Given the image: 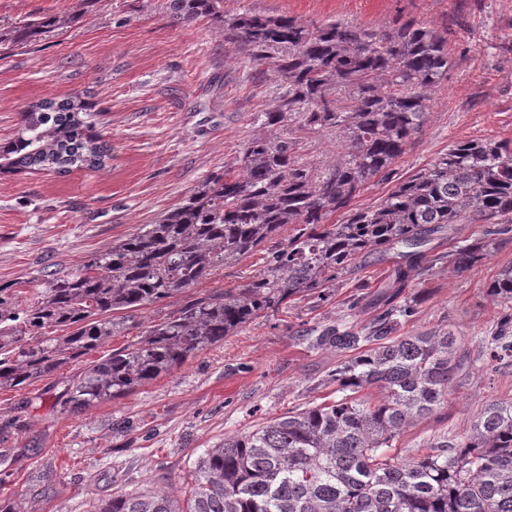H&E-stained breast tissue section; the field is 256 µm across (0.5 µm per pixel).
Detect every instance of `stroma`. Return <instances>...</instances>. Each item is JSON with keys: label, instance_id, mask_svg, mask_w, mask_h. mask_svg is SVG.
<instances>
[{"label": "stroma", "instance_id": "stroma-1", "mask_svg": "<svg viewBox=\"0 0 512 512\" xmlns=\"http://www.w3.org/2000/svg\"><path fill=\"white\" fill-rule=\"evenodd\" d=\"M165 2L92 0L78 15L77 0H0L1 30L44 16L60 20L40 39L0 54V143L14 135L31 102L78 94L100 112L111 148L99 170L0 175V283L14 284L20 300L44 288L45 273L71 271L152 223L211 172L239 167L244 144L261 133L253 117L278 84L270 66L226 44L221 24H171ZM222 9L372 31L413 19L447 33L453 64L427 92L421 130L389 177L365 185L356 207L377 205L455 143L512 141V0H224ZM294 138L296 154L319 170L343 154L334 133L299 131ZM265 255L260 247L217 267L188 296L242 288L262 270ZM509 265L512 239L471 270L436 265L400 293V300H418L401 335L445 327L478 352L512 312L487 293ZM387 267L368 260L328 298L293 297L171 374L87 410H61L63 382L136 343L142 328L185 298L145 306L137 327L52 375L1 389L0 503L17 502L22 512H92L120 490L163 489L186 499L205 449L288 409L335 398L328 377L341 357L310 339L325 327H361L378 316L369 300L385 286ZM492 399L512 401V367L467 368L441 412L407 427L392 456L408 461L427 454L433 440L461 434Z\"/></svg>", "mask_w": 512, "mask_h": 512}]
</instances>
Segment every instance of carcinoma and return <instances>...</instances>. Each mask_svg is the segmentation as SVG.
<instances>
[{"instance_id":"cac0c4a2","label":"carcinoma","mask_w":512,"mask_h":512,"mask_svg":"<svg viewBox=\"0 0 512 512\" xmlns=\"http://www.w3.org/2000/svg\"><path fill=\"white\" fill-rule=\"evenodd\" d=\"M222 3L168 0L167 12L175 24L218 20L225 42L256 62L272 61L278 92L255 117L267 134L246 144L241 167L211 173L155 223L70 272L47 274L32 301L20 302L18 291L0 283V388L23 386L98 349L135 326L141 308L186 293L287 224L296 232L268 251L244 288L186 301L142 331L137 345L70 381L64 408L124 397L295 296L327 298L364 255L400 247L404 261L389 275L394 292L373 299L380 315L314 337L318 347L355 353L330 375L337 398L292 408L207 449L184 508L162 492H121L94 512H512V402L489 401L461 435L430 443L431 453L405 462L386 456L406 427L444 407L453 380L471 363L446 328L397 335L415 310L395 302L399 289L444 258L466 271L512 233V144H455L379 205L355 208L367 182L386 174L423 125L426 91L452 66L446 38L414 21L377 32L341 22L305 26L286 15H226ZM50 23L59 20L0 32V44L26 41ZM97 117L79 96L32 103L14 136L0 143V174L105 167L109 148ZM293 123L298 131L342 133L343 157L320 172L301 163ZM341 210L344 219L329 223ZM457 224L487 229L446 257L427 255L423 247ZM487 293L512 302L511 265ZM58 329L66 334H48ZM484 349L487 364L512 366V314ZM371 387L382 392L377 402L357 397Z\"/></svg>"}]
</instances>
